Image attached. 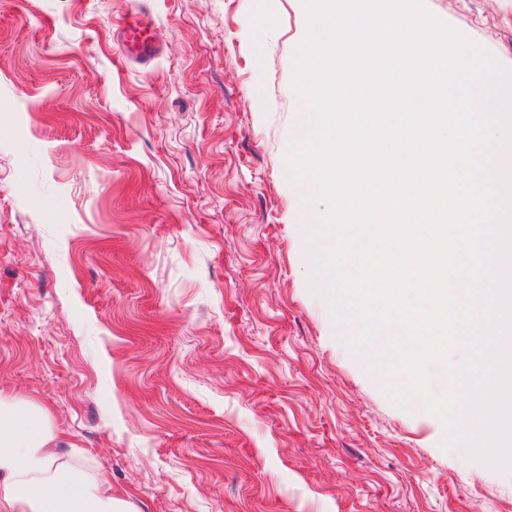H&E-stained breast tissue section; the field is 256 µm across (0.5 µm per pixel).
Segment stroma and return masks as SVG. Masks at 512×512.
Instances as JSON below:
<instances>
[{"instance_id":"obj_1","label":"stroma","mask_w":512,"mask_h":512,"mask_svg":"<svg viewBox=\"0 0 512 512\" xmlns=\"http://www.w3.org/2000/svg\"><path fill=\"white\" fill-rule=\"evenodd\" d=\"M489 60L512 0H425ZM145 10L152 64L125 62ZM296 0H0V391L138 512H512V447L387 394L286 168ZM487 336L449 373L485 381Z\"/></svg>"}]
</instances>
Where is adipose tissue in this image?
Returning <instances> with one entry per match:
<instances>
[{
  "instance_id": "adipose-tissue-1",
  "label": "adipose tissue",
  "mask_w": 512,
  "mask_h": 512,
  "mask_svg": "<svg viewBox=\"0 0 512 512\" xmlns=\"http://www.w3.org/2000/svg\"><path fill=\"white\" fill-rule=\"evenodd\" d=\"M55 440L43 406L0 393V512H137L106 474Z\"/></svg>"
}]
</instances>
